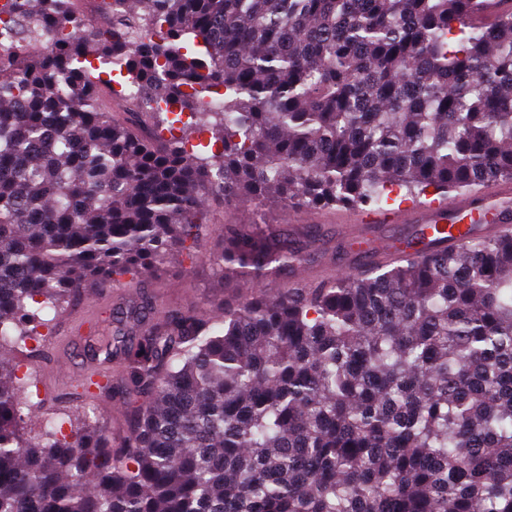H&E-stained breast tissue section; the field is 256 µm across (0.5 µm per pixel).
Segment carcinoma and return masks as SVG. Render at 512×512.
I'll return each instance as SVG.
<instances>
[{"mask_svg":"<svg viewBox=\"0 0 512 512\" xmlns=\"http://www.w3.org/2000/svg\"><path fill=\"white\" fill-rule=\"evenodd\" d=\"M6 0L0 512H512V235L471 231L310 288L260 224L214 274L259 288L95 351L129 431L33 423L15 360L76 287L193 252L208 182L261 210L379 208L512 180V12L470 0ZM142 92L119 122L115 77ZM222 106L212 108L214 97ZM189 114L206 143L158 138ZM505 8L500 0H473L472 12L466 23L489 22L497 18Z\"/></svg>","mask_w":512,"mask_h":512,"instance_id":"carcinoma-1","label":"carcinoma"}]
</instances>
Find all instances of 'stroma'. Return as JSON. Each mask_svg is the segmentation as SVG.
I'll return each mask as SVG.
<instances>
[{"instance_id":"35a3bbf8","label":"stroma","mask_w":512,"mask_h":512,"mask_svg":"<svg viewBox=\"0 0 512 512\" xmlns=\"http://www.w3.org/2000/svg\"><path fill=\"white\" fill-rule=\"evenodd\" d=\"M204 201L199 216V255L188 260L174 255L165 264L141 270L133 286L118 288L107 278L83 283L70 306L51 324L46 337L38 341L25 370L31 401H44L46 406L67 410L76 379L89 372H109L118 378V359L91 353L97 339L112 328V319L135 302L137 292H144L152 302L150 320L161 318L168 311L184 307H201L224 301L235 302L251 294L250 281L239 280L222 285L209 262L210 253L224 241L228 224H248L255 216L249 205L225 204L219 193L209 187L199 189ZM312 222L289 221L287 212L270 207L264 222L273 235L306 247L310 257L307 270L310 280L352 270V232L343 213L337 209L314 210Z\"/></svg>"}]
</instances>
